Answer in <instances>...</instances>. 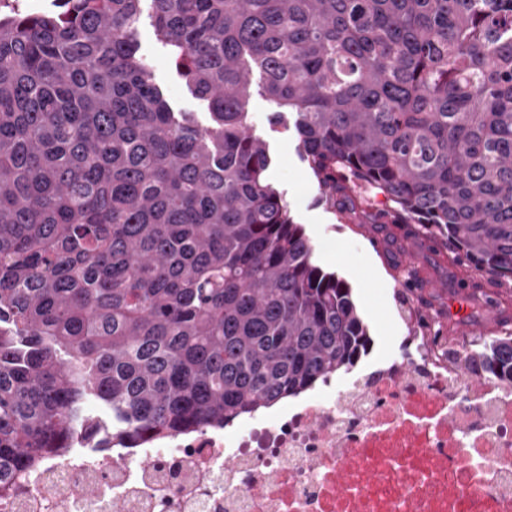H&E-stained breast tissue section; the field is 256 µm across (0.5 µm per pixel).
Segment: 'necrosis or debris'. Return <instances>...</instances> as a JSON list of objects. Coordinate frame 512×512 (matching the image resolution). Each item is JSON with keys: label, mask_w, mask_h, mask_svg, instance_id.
<instances>
[{"label": "necrosis or debris", "mask_w": 512, "mask_h": 512, "mask_svg": "<svg viewBox=\"0 0 512 512\" xmlns=\"http://www.w3.org/2000/svg\"><path fill=\"white\" fill-rule=\"evenodd\" d=\"M0 512H512V393L430 344L228 431L46 457Z\"/></svg>", "instance_id": "obj_1"}]
</instances>
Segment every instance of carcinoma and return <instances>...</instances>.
<instances>
[{
  "label": "carcinoma",
  "instance_id": "obj_1",
  "mask_svg": "<svg viewBox=\"0 0 512 512\" xmlns=\"http://www.w3.org/2000/svg\"><path fill=\"white\" fill-rule=\"evenodd\" d=\"M143 2L0 10V489L81 442L224 427L367 354L268 181L256 87L330 207L379 189L512 280V0H150L205 125L139 55ZM458 368L511 388L512 336Z\"/></svg>",
  "mask_w": 512,
  "mask_h": 512
}]
</instances>
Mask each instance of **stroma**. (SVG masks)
<instances>
[{"mask_svg": "<svg viewBox=\"0 0 512 512\" xmlns=\"http://www.w3.org/2000/svg\"><path fill=\"white\" fill-rule=\"evenodd\" d=\"M138 39L141 55L174 107L206 120L205 103L188 93L149 22H142ZM274 110L264 95L254 93L250 126L268 145L269 179L314 245L315 264L351 288L372 338L357 371L415 352L419 336L454 337L467 353L512 334V283L468 271L451 251L429 237L412 235L410 225L393 223L392 204L377 190L364 192L363 218L329 208L293 132L272 127Z\"/></svg>", "mask_w": 512, "mask_h": 512, "instance_id": "1", "label": "stroma"}]
</instances>
